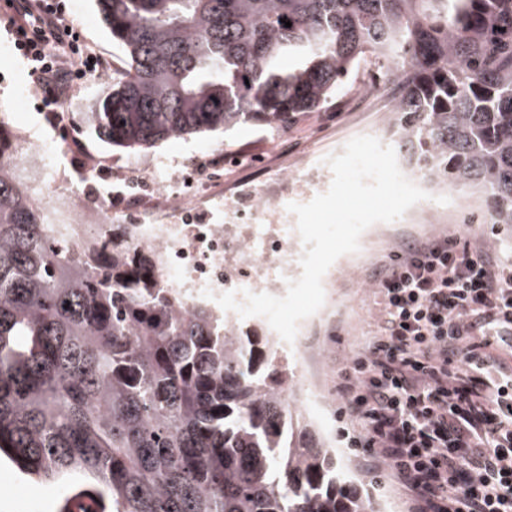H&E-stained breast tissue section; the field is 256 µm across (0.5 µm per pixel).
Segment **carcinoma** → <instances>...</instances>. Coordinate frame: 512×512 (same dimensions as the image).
<instances>
[{
  "mask_svg": "<svg viewBox=\"0 0 512 512\" xmlns=\"http://www.w3.org/2000/svg\"><path fill=\"white\" fill-rule=\"evenodd\" d=\"M95 6L125 57L87 113L113 147L284 128L368 59L398 88L401 153L512 226V0ZM24 152L0 120V456L109 512H375L312 417L285 405L294 374L269 339L181 312L148 248L73 253L15 170Z\"/></svg>",
  "mask_w": 512,
  "mask_h": 512,
  "instance_id": "1",
  "label": "carcinoma"
}]
</instances>
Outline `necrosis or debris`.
I'll return each mask as SVG.
<instances>
[{
    "mask_svg": "<svg viewBox=\"0 0 512 512\" xmlns=\"http://www.w3.org/2000/svg\"><path fill=\"white\" fill-rule=\"evenodd\" d=\"M317 170L312 155L306 154L282 161L276 187L244 189L193 170L189 185L159 184L149 203L132 186L115 191L110 204L59 196L48 213L74 248L92 240L111 246L113 229L124 227L130 246L153 250L164 286L180 291L185 309L204 302L207 289L282 296L300 257V242L287 222L288 200L294 184L312 179ZM203 205L221 206L223 223H191V215Z\"/></svg>",
    "mask_w": 512,
    "mask_h": 512,
    "instance_id": "necrosis-or-debris-1",
    "label": "necrosis or debris"
}]
</instances>
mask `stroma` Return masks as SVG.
<instances>
[{"mask_svg": "<svg viewBox=\"0 0 512 512\" xmlns=\"http://www.w3.org/2000/svg\"><path fill=\"white\" fill-rule=\"evenodd\" d=\"M64 5L74 32L92 52L111 61L112 69L104 74H86L71 98L60 106L61 118L54 123L37 108L40 94L36 78L14 46L8 0H0V118L29 146L45 148L44 164L50 173L48 196L68 193L95 201L118 183L147 176L149 168H156L164 182L182 174L188 165L214 166L225 154L236 152L263 160L265 170L227 169L223 172L225 182L257 184L263 175H274L280 151L296 157L307 152L322 157L337 154L351 138L370 134L378 122V113L357 111V101L347 89L327 107L279 130L251 123L227 132L167 141L146 151L111 148L89 127L81 126L79 117L87 111L91 98L123 73L122 50L102 24L94 0H64ZM446 195L448 204H430L436 216L434 223L398 220L369 227L363 234L366 256L346 254L333 263L324 276L325 304L331 319L319 330V355L308 363L299 349L288 354L296 374L304 376L311 368L320 369L330 411L320 414L311 401L303 402L302 407L315 417L342 456L354 477V489L370 492L379 512H412V505L388 472H368L350 450L351 424L339 415L336 380L351 359L368 349L378 331L381 311L376 284L381 264L389 261L402 243L442 234L470 241L506 259L512 257V228L486 223L487 206L479 196L455 189L447 190ZM58 492L55 486L24 481L13 467L0 463V512H22L30 501L39 503L40 512H55Z\"/></svg>", "mask_w": 512, "mask_h": 512, "instance_id": "stroma-1", "label": "stroma"}]
</instances>
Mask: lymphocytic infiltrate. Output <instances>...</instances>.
I'll use <instances>...</instances> for the list:
<instances>
[{"label": "lymphocytic infiltrate", "instance_id": "lymphocytic-infiltrate-1", "mask_svg": "<svg viewBox=\"0 0 512 512\" xmlns=\"http://www.w3.org/2000/svg\"><path fill=\"white\" fill-rule=\"evenodd\" d=\"M15 46L51 88L106 69L73 37L61 0H12ZM66 41L69 63L49 55ZM382 315L336 392L357 424L349 445L388 470L414 512H512V262L457 237L401 246L377 283Z\"/></svg>", "mask_w": 512, "mask_h": 512}]
</instances>
